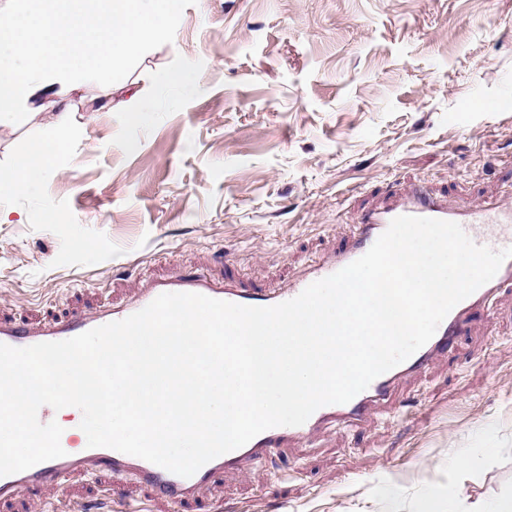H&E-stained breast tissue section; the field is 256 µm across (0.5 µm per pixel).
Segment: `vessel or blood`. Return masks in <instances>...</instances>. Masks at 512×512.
<instances>
[{
  "instance_id": "1",
  "label": "vessel or blood",
  "mask_w": 512,
  "mask_h": 512,
  "mask_svg": "<svg viewBox=\"0 0 512 512\" xmlns=\"http://www.w3.org/2000/svg\"><path fill=\"white\" fill-rule=\"evenodd\" d=\"M402 215L453 221L459 223L477 244L495 250L512 247V205L497 201L451 204L446 199L414 190L362 214L354 232L337 251L310 266L284 286L256 289L232 280L217 283L202 275L194 278L174 275L152 281L126 303L105 306L88 314L76 312L54 316L37 324L0 319V343L23 348L42 342L66 340L106 323L124 319L164 293H198L246 306L276 305L295 298L314 281L337 272L363 256L390 222ZM507 288H512V258L503 262L492 280L458 303L439 325L431 340L412 357L377 377L351 401L323 406L302 425L268 429L244 446L208 462L191 477L178 476L144 459L109 448L86 447L27 470L0 477V501L12 500L27 491L50 489L54 495L45 499V512H77V501L66 487L68 478L99 471L110 478L104 493L113 503H120L123 483L127 477L133 476L150 489L154 498L167 503L171 512H177L179 507L195 499L201 489L213 483L224 472H246L257 460L285 444L308 439L323 429L336 426L359 427L368 412L388 403L399 380L426 370L435 360L456 350L473 312L488 307Z\"/></svg>"
}]
</instances>
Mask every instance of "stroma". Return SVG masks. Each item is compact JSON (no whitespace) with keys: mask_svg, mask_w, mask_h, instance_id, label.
Here are the masks:
<instances>
[{"mask_svg":"<svg viewBox=\"0 0 512 512\" xmlns=\"http://www.w3.org/2000/svg\"><path fill=\"white\" fill-rule=\"evenodd\" d=\"M63 109L46 177L0 202V317L119 305L181 270L284 284L394 190L512 201V0H197L120 82L55 87L0 127V167ZM385 485L402 512L512 492V289L359 428L225 472L180 512H383Z\"/></svg>","mask_w":512,"mask_h":512,"instance_id":"stroma-1","label":"stroma"}]
</instances>
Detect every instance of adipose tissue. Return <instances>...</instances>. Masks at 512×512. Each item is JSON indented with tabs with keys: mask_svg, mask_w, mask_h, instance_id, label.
<instances>
[{
	"mask_svg": "<svg viewBox=\"0 0 512 512\" xmlns=\"http://www.w3.org/2000/svg\"><path fill=\"white\" fill-rule=\"evenodd\" d=\"M70 131L69 113H52L46 122L45 138L36 142L11 167L0 168V200L37 187L50 158L66 143Z\"/></svg>",
	"mask_w": 512,
	"mask_h": 512,
	"instance_id": "obj_1",
	"label": "adipose tissue"
}]
</instances>
